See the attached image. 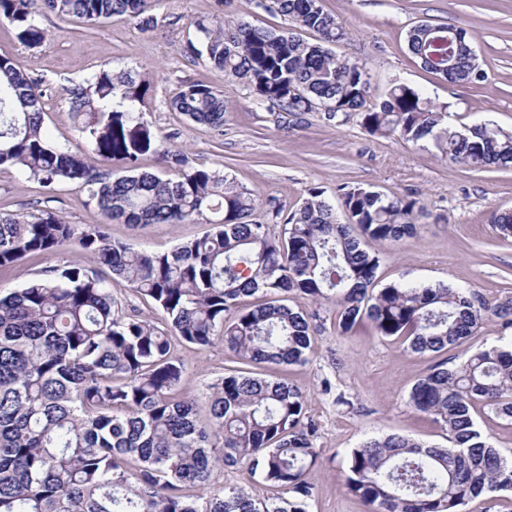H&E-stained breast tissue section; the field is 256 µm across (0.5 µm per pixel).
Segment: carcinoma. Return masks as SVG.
Listing matches in <instances>:
<instances>
[{"instance_id":"obj_1","label":"carcinoma","mask_w":512,"mask_h":512,"mask_svg":"<svg viewBox=\"0 0 512 512\" xmlns=\"http://www.w3.org/2000/svg\"><path fill=\"white\" fill-rule=\"evenodd\" d=\"M288 21L275 31L219 15L196 22L191 54L242 83L260 103L287 112L328 108L352 113L371 135L433 144L448 161L473 169L512 168V133L481 123L445 124L448 106L395 82L368 104L369 70L336 53L348 33L320 0H256ZM100 24L126 16L142 33L157 26L147 0H0V23L35 48L48 39L37 17ZM309 30L318 41L304 39ZM410 52L456 86L483 78L472 38L462 28L421 24ZM150 86L126 71L100 69L63 89L75 138L45 130L48 90L13 58L0 56V168H17L44 187L69 182L109 221L203 222L213 231L150 254L112 240L104 224H70L54 212H0V270L66 247L97 257L137 295L163 312L160 328L124 313L95 271L53 268L0 295V512H309L308 482L319 451L307 394L246 369L302 366L314 352L309 317L284 303L296 291L333 307L347 335L366 320L378 335L427 355L464 343L488 318L512 330V295L490 303L445 284L377 287L376 246L416 233V201L363 186L341 188L348 223L317 188L291 210L276 205L269 225L252 222L254 195L220 172L188 164L172 148L177 132H154L137 104ZM171 108L197 124L224 127V93L185 81ZM152 153L174 176L141 170ZM119 161L114 179L99 163ZM490 222L512 237V211ZM261 295L249 307L242 299ZM224 345L241 366L209 386V419L173 394L186 370L174 342ZM409 404L446 433L448 446L398 434L371 438L346 454L345 492L369 512H464L481 495L512 494V457L478 426V411L512 423V337L453 366H433L410 388ZM219 470L259 476L274 488L262 502L242 487L217 486ZM192 488L205 490L188 495Z\"/></svg>"}]
</instances>
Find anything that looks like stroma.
<instances>
[{
    "label": "stroma",
    "instance_id": "obj_1",
    "mask_svg": "<svg viewBox=\"0 0 512 512\" xmlns=\"http://www.w3.org/2000/svg\"><path fill=\"white\" fill-rule=\"evenodd\" d=\"M322 5L349 35L338 54L367 64L370 103L382 101L392 82L401 81L447 103L451 124L489 121L512 132V0H322ZM150 12L158 26L149 33L123 16L87 26L43 15L39 23L51 37L35 48L22 45L13 28L0 23V56L17 59L54 89L45 100V127L56 142L74 138L62 88L104 67L122 69L150 85L139 107L144 121L155 130L178 131L175 145L186 152L191 165L219 170L254 193L261 213L274 204L300 203L312 187L321 189L334 205L342 187L353 185L416 200V234L380 248L379 285L447 283L476 291L490 302L512 294V239L500 237L489 221L492 210H512V169L476 170L448 163L433 146L369 134L355 114L331 120L322 112H286L258 104L242 84L225 83L222 72L186 53L195 20L218 12L260 28H285L284 17L255 7L253 0H152ZM421 22L465 29L473 38L484 80L459 87L427 70L407 42L409 30ZM186 80L223 90V129L189 122L168 108ZM43 209L72 224L103 222L76 185L62 183L50 190L18 170H0V211L35 216ZM205 230L204 224L192 222L108 224L113 240L151 253L171 251ZM67 264L95 270L106 279L112 276L95 256L66 248L0 271V293ZM289 300L294 307L320 314L310 362L275 372L306 392L308 412L317 424L313 442L321 455L308 475L314 487L310 512H367L342 487L346 450L389 433L445 444L439 426L410 407L408 392L431 365L459 362L463 350L413 355L397 341L378 336L368 324L342 335L329 308H315L295 293ZM176 354L186 364L178 394L194 400L199 418L207 419L208 387L234 367L235 360L219 343L205 349L181 344ZM325 379L333 385L332 394L322 391ZM340 392L348 405L336 404Z\"/></svg>",
    "mask_w": 512,
    "mask_h": 512
}]
</instances>
